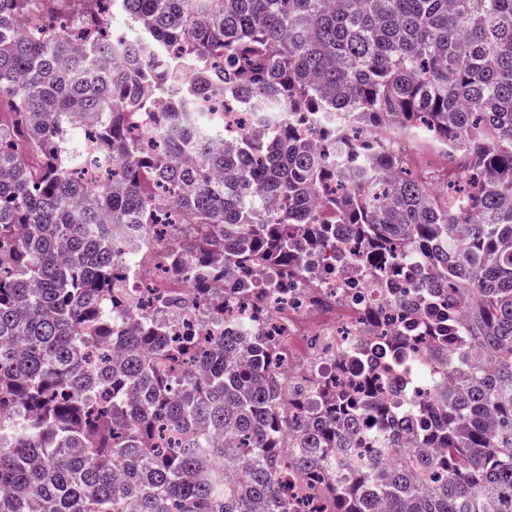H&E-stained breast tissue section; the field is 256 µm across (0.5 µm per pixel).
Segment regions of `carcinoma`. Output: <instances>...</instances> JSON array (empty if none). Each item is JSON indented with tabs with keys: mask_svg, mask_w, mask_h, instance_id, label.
Returning a JSON list of instances; mask_svg holds the SVG:
<instances>
[{
	"mask_svg": "<svg viewBox=\"0 0 512 512\" xmlns=\"http://www.w3.org/2000/svg\"><path fill=\"white\" fill-rule=\"evenodd\" d=\"M34 1L88 48L16 29ZM216 105L257 121L230 150ZM416 137L462 159L448 195ZM125 224L175 242L193 288L158 306L205 335L125 327ZM340 245L420 291L431 361L385 353L452 367L407 426L330 377L285 398L283 350L222 329L224 271L249 298ZM293 480L327 512H512V0H0V512H295ZM409 167L425 180L440 182L448 175L451 168V160L447 155L432 144L420 141L415 144L408 155Z\"/></svg>",
	"mask_w": 512,
	"mask_h": 512,
	"instance_id": "1",
	"label": "carcinoma"
}]
</instances>
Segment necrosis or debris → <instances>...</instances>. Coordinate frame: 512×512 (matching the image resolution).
Segmentation results:
<instances>
[{"instance_id":"obj_1","label":"necrosis or debris","mask_w":512,"mask_h":512,"mask_svg":"<svg viewBox=\"0 0 512 512\" xmlns=\"http://www.w3.org/2000/svg\"><path fill=\"white\" fill-rule=\"evenodd\" d=\"M233 277H226L224 292V327L235 330L239 321L263 309L264 316L252 329L253 335L274 338L287 355L289 380L334 365L343 356L362 353L376 346L392 328L413 322L415 314L407 306V283L396 281L381 285L367 272V264L353 256L328 273H305L293 284L263 291L254 301L234 294ZM387 311L392 324L365 320L366 308ZM373 369L382 375L371 402L396 408L409 407L425 393L415 371H401L383 361Z\"/></svg>"}]
</instances>
